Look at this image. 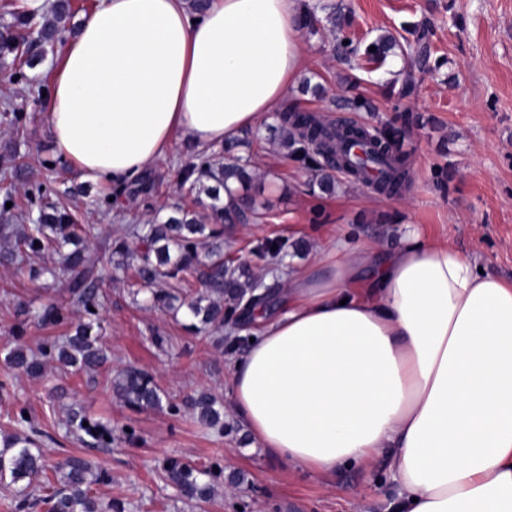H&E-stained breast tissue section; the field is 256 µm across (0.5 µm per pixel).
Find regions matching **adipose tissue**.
<instances>
[{"instance_id":"ef3b65f1","label":"adipose tissue","mask_w":512,"mask_h":512,"mask_svg":"<svg viewBox=\"0 0 512 512\" xmlns=\"http://www.w3.org/2000/svg\"><path fill=\"white\" fill-rule=\"evenodd\" d=\"M303 67L297 0H100L54 69L47 121L87 179L140 177L181 133L234 141ZM232 408L327 479L386 459L390 512H512V282L450 244L336 240L256 308Z\"/></svg>"}]
</instances>
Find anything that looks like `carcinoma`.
Instances as JSON below:
<instances>
[{
	"label": "carcinoma",
	"mask_w": 512,
	"mask_h": 512,
	"mask_svg": "<svg viewBox=\"0 0 512 512\" xmlns=\"http://www.w3.org/2000/svg\"><path fill=\"white\" fill-rule=\"evenodd\" d=\"M72 13L70 0H56L52 4L51 19L37 21L26 12L12 11V22L0 25V67L15 65L28 57L32 67L53 49L60 29ZM303 27L311 35L324 36L340 28L336 11L323 16L308 11ZM409 38L400 47L395 38L380 36L367 45L347 34L333 39L336 58L349 63L361 56L385 64L388 57L400 48L404 60L401 86L396 96L401 101L418 91L413 66L430 69L431 25L426 22L404 26ZM376 47L370 51V47ZM397 121L376 126L361 125L354 129L326 123L320 117L294 104H287L276 113L281 131L280 145L288 150V158L312 170L320 193L331 196L336 191V174L350 182L375 191H405L410 186L407 157L402 150L401 136L412 133L419 117L401 104H396ZM242 144L238 140L224 145L222 154L215 156L201 150L180 171L179 185L196 193V202L202 210L177 205L173 214L156 220L147 227H137L132 235L138 240L135 249L127 241L115 243L112 253L122 257L120 267L127 259L135 262L134 276L139 284L151 289V305L161 311L177 312L186 308L193 320L190 327L242 329L241 318L246 310L263 305V289L267 285L256 277L246 262L224 255V225L246 224L251 219L253 204L245 193L253 179L250 160L236 152ZM228 195L223 201L220 192ZM38 214L32 218L20 214L23 223L15 226L5 237L13 238L11 248L0 251V264H14L23 268L32 257L47 248L62 257V263L72 275L68 284L70 303L49 301L32 311L43 325H58L68 321L69 304L82 308L93 316L99 305L100 289L94 281L99 257L82 244L81 225L62 200L48 202L47 195L37 190ZM210 199L204 203L202 197ZM297 245L281 237L265 238L250 251L254 257L266 261H281ZM194 277L200 291L186 299L173 289L158 287L167 279ZM91 325L80 323L74 334L54 336L43 342L38 352L30 355L27 348L17 344L4 357L7 368L29 377L42 376L45 367L54 363L77 374L81 371L98 372L109 369L106 349L90 336ZM114 396L132 409L162 407L160 389L144 369L128 365L111 380ZM217 399L200 392L188 397L183 408L201 423L224 428L223 413ZM168 404L171 411L182 408ZM13 422L15 431L3 438L0 448V482L24 484L11 504L14 512H31L42 507L45 512H121L112 502L91 495V486L108 480L104 473L95 471L94 463L85 457L69 455L49 462L43 448L47 434L34 427L29 418L18 414ZM66 434L87 447L104 449L112 444V427L88 417L82 410L69 407L65 422ZM165 479L184 497L207 502L212 499L223 468L218 465L200 468L190 461L176 458L163 465Z\"/></svg>",
	"instance_id": "carcinoma-1"
}]
</instances>
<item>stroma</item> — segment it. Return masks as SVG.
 I'll list each match as a JSON object with an SVG mask.
<instances>
[{"instance_id": "1", "label": "stroma", "mask_w": 512, "mask_h": 512, "mask_svg": "<svg viewBox=\"0 0 512 512\" xmlns=\"http://www.w3.org/2000/svg\"><path fill=\"white\" fill-rule=\"evenodd\" d=\"M351 19V32L363 42L379 35H402L403 26L423 20L433 24V58L444 59L437 72L421 77L417 94L406 104L418 111L422 125L407 143L412 183L402 196L387 198L371 189L339 178L333 196L309 192L312 172L288 160L273 117H266L261 143L254 149V180L249 189L259 220L238 224L224 234L227 252L247 256L265 237L301 240L302 253L283 262L253 261L252 270L281 288L288 273L312 265L317 245L329 244L336 230L348 240H369L383 246L397 244L408 231L423 238L447 241L477 258L481 267L512 281V0H342ZM303 77L322 83V100L287 97L301 107L331 119L365 120L362 112L337 109L350 79L372 100L379 118L392 115L396 102L392 82L395 63L382 66L358 60L348 66L336 60L328 41L302 39ZM58 54L47 55L27 69L32 81L26 97L0 81V110L6 103L28 114L20 131L0 120V158L19 150L27 165L26 181H13L18 205L42 183L67 193L71 208L89 228L92 252L111 254L116 240L131 224H148L166 216L177 203L178 172L187 157L181 135H174L169 153L152 168L149 193L125 192L119 203H108L112 185L86 178L63 161L53 142L42 103ZM55 163L48 171L47 163ZM447 169L448 189L434 186L436 170ZM34 272L20 273L0 264V359L14 345L16 328H23L30 348L68 332V325H42L29 310L63 298L65 276H54L56 255L34 262ZM127 274L118 280H99L105 300L94 318L112 359L113 370L133 364L149 372L174 403L206 390L224 406L223 428L201 424L182 411L139 410L120 404L105 373L71 375L48 366L40 377L9 378L0 363V381L9 380V393H0V435L11 432L18 407L56 438L47 450L49 460L64 454L89 457L106 471L109 483L94 485L100 498L117 503L123 512H386L383 463L366 468H343L331 479L294 470L272 458L251 437L231 407L228 362L244 344L217 331L197 332L188 318H173L148 308L133 295ZM165 339L155 346L153 336ZM64 389V400H51L52 387ZM78 401L94 419L111 423L116 440L111 448L93 450L66 437L63 426L68 402ZM170 458L198 465L218 464L224 470L214 497L206 503L187 500L164 478Z\"/></svg>"}]
</instances>
